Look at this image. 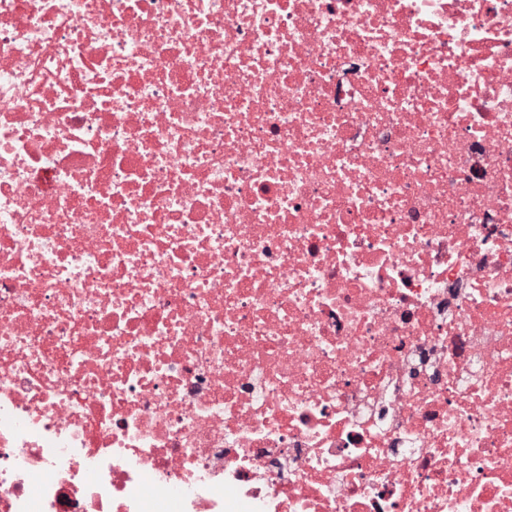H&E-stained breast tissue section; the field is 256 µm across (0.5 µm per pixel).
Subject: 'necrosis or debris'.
I'll return each mask as SVG.
<instances>
[{"mask_svg": "<svg viewBox=\"0 0 512 512\" xmlns=\"http://www.w3.org/2000/svg\"><path fill=\"white\" fill-rule=\"evenodd\" d=\"M0 512H512V0H0Z\"/></svg>", "mask_w": 512, "mask_h": 512, "instance_id": "obj_1", "label": "necrosis or debris"}]
</instances>
